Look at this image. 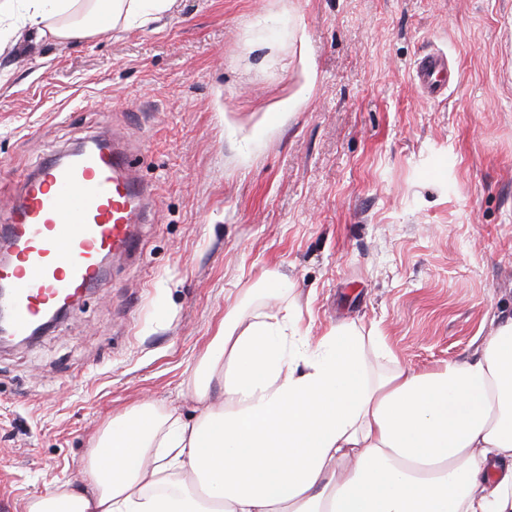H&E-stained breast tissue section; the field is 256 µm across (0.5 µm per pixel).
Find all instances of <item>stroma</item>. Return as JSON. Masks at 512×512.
<instances>
[{
  "label": "stroma",
  "mask_w": 512,
  "mask_h": 512,
  "mask_svg": "<svg viewBox=\"0 0 512 512\" xmlns=\"http://www.w3.org/2000/svg\"><path fill=\"white\" fill-rule=\"evenodd\" d=\"M104 130L154 199L135 257L0 349V512L77 482L136 404L197 418L229 306L375 331L418 371L512 314V0H174L86 40L23 33L0 45V224L27 173ZM446 61L441 53L425 55L417 66V78L422 90L430 97L444 93L447 84L444 78Z\"/></svg>",
  "instance_id": "stroma-1"
}]
</instances>
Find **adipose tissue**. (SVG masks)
I'll return each instance as SVG.
<instances>
[{
    "label": "adipose tissue",
    "instance_id": "adipose-tissue-1",
    "mask_svg": "<svg viewBox=\"0 0 512 512\" xmlns=\"http://www.w3.org/2000/svg\"><path fill=\"white\" fill-rule=\"evenodd\" d=\"M173 0H0V40L141 26ZM193 422L144 403L113 417L80 487L28 512H512V316L473 357L375 369L365 338H314L288 314L229 312L201 366Z\"/></svg>",
    "mask_w": 512,
    "mask_h": 512
}]
</instances>
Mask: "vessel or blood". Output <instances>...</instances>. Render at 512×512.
I'll use <instances>...</instances> for the list:
<instances>
[{"mask_svg":"<svg viewBox=\"0 0 512 512\" xmlns=\"http://www.w3.org/2000/svg\"><path fill=\"white\" fill-rule=\"evenodd\" d=\"M445 70L443 54L420 60L417 78L428 96L444 93ZM151 192L132 175L127 150L101 137L42 163L25 180L0 226V240L12 249L0 262V283L9 288L0 305L10 312L13 335H28L63 298L91 288L101 256L135 252Z\"/></svg>","mask_w":512,"mask_h":512,"instance_id":"b4317fda","label":"vessel or blood"}]
</instances>
